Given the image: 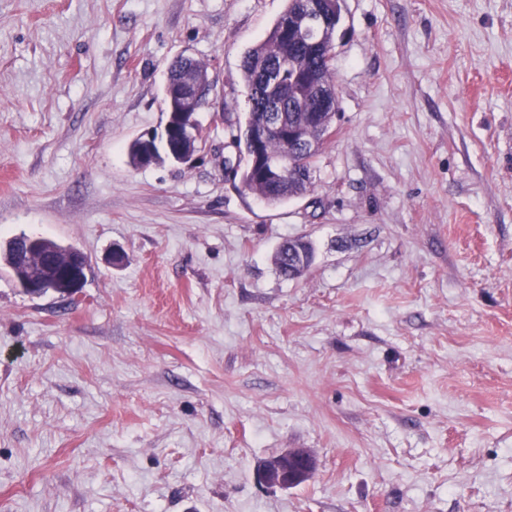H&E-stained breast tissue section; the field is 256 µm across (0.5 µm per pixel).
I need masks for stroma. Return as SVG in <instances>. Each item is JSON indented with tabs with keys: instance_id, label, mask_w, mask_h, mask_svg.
Wrapping results in <instances>:
<instances>
[{
	"instance_id": "stroma-1",
	"label": "stroma",
	"mask_w": 512,
	"mask_h": 512,
	"mask_svg": "<svg viewBox=\"0 0 512 512\" xmlns=\"http://www.w3.org/2000/svg\"><path fill=\"white\" fill-rule=\"evenodd\" d=\"M286 5L0 0V241L88 258L72 299L0 266V512H512V0H343L335 134L269 206L224 146ZM181 55L229 120L134 167ZM288 448L314 477L258 485ZM314 253L310 243L303 238L288 239L276 254L275 262L286 278L301 276L313 263Z\"/></svg>"
}]
</instances>
